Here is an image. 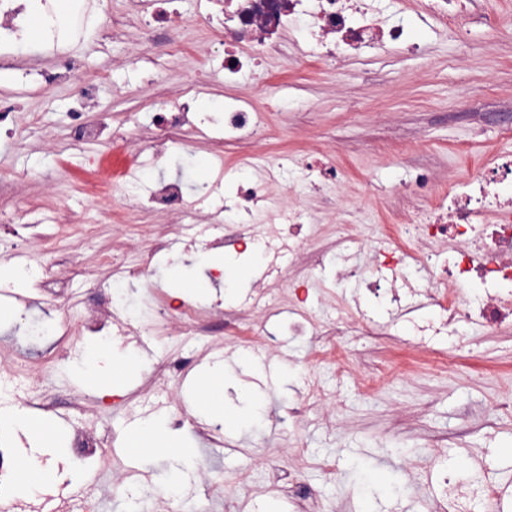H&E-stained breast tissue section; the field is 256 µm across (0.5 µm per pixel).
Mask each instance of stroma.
<instances>
[{"label": "stroma", "instance_id": "obj_1", "mask_svg": "<svg viewBox=\"0 0 512 512\" xmlns=\"http://www.w3.org/2000/svg\"><path fill=\"white\" fill-rule=\"evenodd\" d=\"M139 0H109L120 32L95 43L104 24L95 4L84 29H67L56 45L28 34L26 61L0 50V100L16 109L14 128L0 126V263L27 255L33 275H0L12 301L0 303V371L18 356H32L34 373H46L45 417L70 445L58 460L52 507L76 506L94 494L97 512H177L184 505L206 512H465L441 499L440 477L468 471L497 493L500 512H512V324L499 328L464 323L453 336L422 345L410 328L433 310L422 281H412L402 305L360 315L371 269L390 259L404 224H425L426 197L407 189L427 172L436 188L475 177L498 155L512 156V35L496 25L512 20V0H486L468 19L466 42L434 25L424 28L419 53L402 46L362 61L311 64L283 44L270 55V80L284 103L272 109L257 81L238 89L262 109L259 134L219 142L206 129L187 143L160 150L159 129L149 119L191 83H201V103L227 92L219 61L199 18L200 0H174L177 32H146ZM68 51L79 70L45 90L42 74L54 48ZM94 96L84 121L101 112L124 137H150L135 177L142 186L182 178L189 199L200 180L216 179L221 162L271 158L290 172L309 162L335 166V183L314 188L278 178L267 204L299 207L306 217L294 250L268 246L266 227L255 224L243 247L224 249L225 271L200 268L208 251H184L178 216L128 211L120 193L92 202L84 192L89 162L120 164L122 143H78L71 107L80 86ZM65 210L97 218L96 235L58 224ZM163 237L147 285L125 287L133 317L149 324L141 339L116 337L132 348L136 370L120 392L102 396L93 380L72 377L67 365L44 367L34 356L51 341L62 308L95 309L117 277L99 269L78 273L76 261L112 252L140 262L149 239ZM205 310L208 341L164 325L158 309L176 314L184 305ZM309 316L307 335L288 334V322ZM41 335H28L30 325ZM233 362L223 390L226 415L201 414L207 369ZM178 362L161 397H154L161 365ZM185 415L186 445L195 469L180 489L169 484L171 458L161 452L107 461L84 457L71 445L74 429L100 441L130 445L139 425L173 422ZM221 426L224 445L211 447L198 426ZM223 484L215 494L214 484Z\"/></svg>", "mask_w": 512, "mask_h": 512}]
</instances>
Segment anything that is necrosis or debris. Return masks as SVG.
I'll list each match as a JSON object with an SVG mask.
<instances>
[{
    "instance_id": "necrosis-or-debris-1",
    "label": "necrosis or debris",
    "mask_w": 512,
    "mask_h": 512,
    "mask_svg": "<svg viewBox=\"0 0 512 512\" xmlns=\"http://www.w3.org/2000/svg\"><path fill=\"white\" fill-rule=\"evenodd\" d=\"M221 16L213 27L224 46L221 66L224 82L238 84L243 73L254 72L262 60L289 40L306 60L329 62L360 60L405 45L416 50L413 32L417 18H383L378 0H212ZM51 0H0V48L22 52L29 18L39 14L49 18ZM196 90L185 88L173 107L155 113L153 125L170 135L186 127H196ZM225 139H240L261 128L259 113L248 98L238 93L217 102ZM139 199L154 210H178L185 203L179 181H162L139 190L127 179L112 181L93 178L87 189L91 200L110 197L115 190ZM413 192L431 199L428 230L432 238L451 239L457 244L443 267L428 266L433 288L447 286L451 295L436 300L438 319L426 318L415 328L423 336L446 334L449 327L479 321L495 327L512 323V161L498 163L469 181L449 183L435 190L429 176L417 174ZM494 199L493 223H484L483 203ZM121 306L108 303L88 310L77 323H62L52 341V360H61L76 337L108 335Z\"/></svg>"
}]
</instances>
